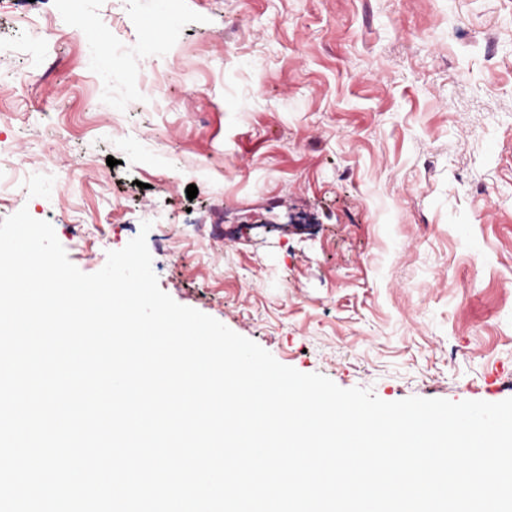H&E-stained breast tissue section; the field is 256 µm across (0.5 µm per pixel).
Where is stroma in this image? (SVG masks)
Here are the masks:
<instances>
[{"label":"stroma","instance_id":"obj_1","mask_svg":"<svg viewBox=\"0 0 512 512\" xmlns=\"http://www.w3.org/2000/svg\"><path fill=\"white\" fill-rule=\"evenodd\" d=\"M79 4L0 0V220L87 274L151 222L160 289L283 365L512 398V0Z\"/></svg>","mask_w":512,"mask_h":512}]
</instances>
